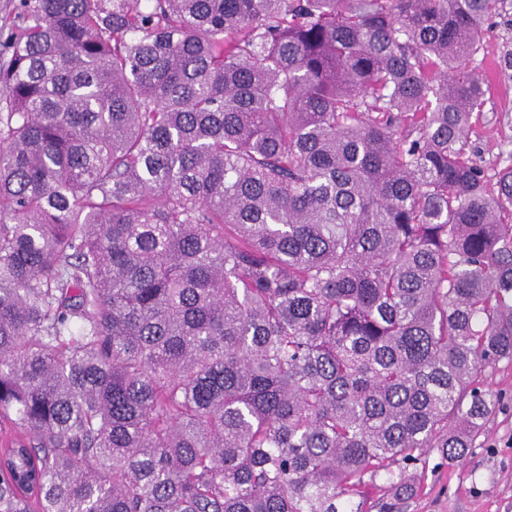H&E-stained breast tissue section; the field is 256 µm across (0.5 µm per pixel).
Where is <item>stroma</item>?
<instances>
[{
    "label": "stroma",
    "instance_id": "stroma-1",
    "mask_svg": "<svg viewBox=\"0 0 512 512\" xmlns=\"http://www.w3.org/2000/svg\"><path fill=\"white\" fill-rule=\"evenodd\" d=\"M512 41V11L493 18L482 33L476 56L493 75L486 112L468 134L475 158L486 172L500 165V152L512 146V77L496 76L497 52ZM499 410L464 462L430 454L416 494L402 512H512V364L500 362L486 381Z\"/></svg>",
    "mask_w": 512,
    "mask_h": 512
}]
</instances>
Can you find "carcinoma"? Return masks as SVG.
I'll return each mask as SVG.
<instances>
[{
  "instance_id": "cac0c4a2",
  "label": "carcinoma",
  "mask_w": 512,
  "mask_h": 512,
  "mask_svg": "<svg viewBox=\"0 0 512 512\" xmlns=\"http://www.w3.org/2000/svg\"><path fill=\"white\" fill-rule=\"evenodd\" d=\"M508 0H15L0 512H392L512 361ZM507 9L506 16L493 18L484 25L482 49L476 56L483 70L487 74L493 71V75L486 112L478 122H473L468 141L475 150L478 164L489 174L503 165L499 156L501 150L512 148V77L496 75L498 49L504 41H512V9L510 6Z\"/></svg>"
}]
</instances>
